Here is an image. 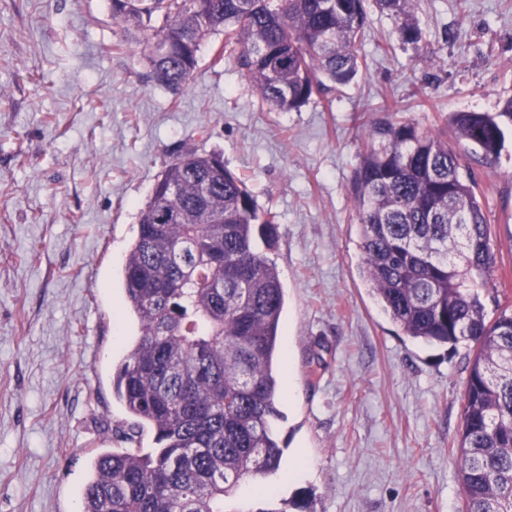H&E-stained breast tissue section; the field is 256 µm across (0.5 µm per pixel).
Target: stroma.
<instances>
[{"label":"stroma","instance_id":"stroma-1","mask_svg":"<svg viewBox=\"0 0 512 512\" xmlns=\"http://www.w3.org/2000/svg\"><path fill=\"white\" fill-rule=\"evenodd\" d=\"M418 40L371 11L349 84L274 112L209 35L179 92L150 76L109 0H0V512H81L95 454L125 448L112 368L137 335L122 268L182 144L219 154L274 214L285 288L274 493L224 512H462L468 350L405 336L359 274L350 185L399 118L420 131L512 97V0H418ZM498 163H466L496 250L489 316L512 308V124Z\"/></svg>","mask_w":512,"mask_h":512}]
</instances>
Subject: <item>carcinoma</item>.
Here are the masks:
<instances>
[{
	"instance_id": "carcinoma-1",
	"label": "carcinoma",
	"mask_w": 512,
	"mask_h": 512,
	"mask_svg": "<svg viewBox=\"0 0 512 512\" xmlns=\"http://www.w3.org/2000/svg\"><path fill=\"white\" fill-rule=\"evenodd\" d=\"M110 2L113 21L147 43L159 85L174 93L186 85L201 41L222 29V53L280 112L357 76L369 8L395 15L402 41L418 38L417 0ZM505 119L511 97L495 115L455 112L450 127L431 133L405 120L388 124L379 130L385 144L366 147L351 182L360 273L383 310L412 339L474 343L458 446L466 512H512V311L487 318L490 227L448 131L496 162ZM216 157L193 151L196 177L170 158L140 212L122 279L140 334L112 371V393L130 418L125 439L147 430L155 448L96 455L82 512H224L244 479L280 467L274 358L285 292L256 248L259 240L274 245L276 225L231 171L210 175ZM214 248L224 250V264L210 261Z\"/></svg>"
}]
</instances>
